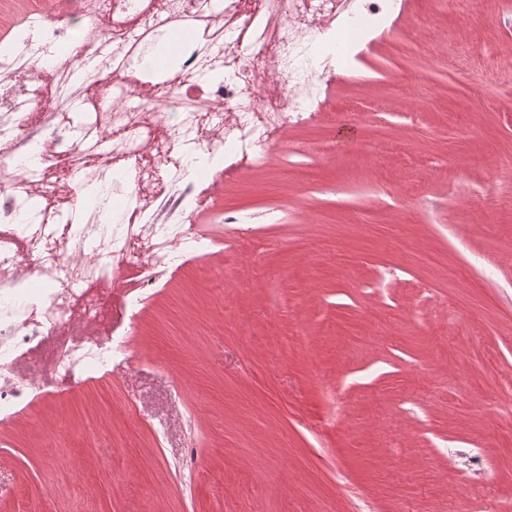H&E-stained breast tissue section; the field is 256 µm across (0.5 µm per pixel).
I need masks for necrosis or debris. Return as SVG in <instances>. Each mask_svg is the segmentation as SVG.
<instances>
[{"instance_id":"4bbe7bcc","label":"necrosis or debris","mask_w":512,"mask_h":512,"mask_svg":"<svg viewBox=\"0 0 512 512\" xmlns=\"http://www.w3.org/2000/svg\"><path fill=\"white\" fill-rule=\"evenodd\" d=\"M400 9V0H65L43 11L41 41L23 38L0 52V141L14 147L0 162V221L8 225L0 230V410L31 388L16 369L24 352L49 350L61 383L120 352L113 336L78 335L83 323L111 316L115 275L138 264L149 281L170 267L174 248L218 247L170 221L195 205L189 164L209 170L230 155L257 165L275 133L310 116L320 71L386 31ZM195 15L208 31L176 46V80L116 82ZM51 44L57 53H48ZM77 55L95 62L102 92L92 106L68 91ZM44 80L53 81L54 99L43 97ZM162 105L173 115L158 135ZM61 106L83 113V123H56ZM59 157L80 181L105 188L89 205L71 195L79 224L31 206L56 195L50 172ZM118 198L138 209L139 223H113Z\"/></svg>"}]
</instances>
